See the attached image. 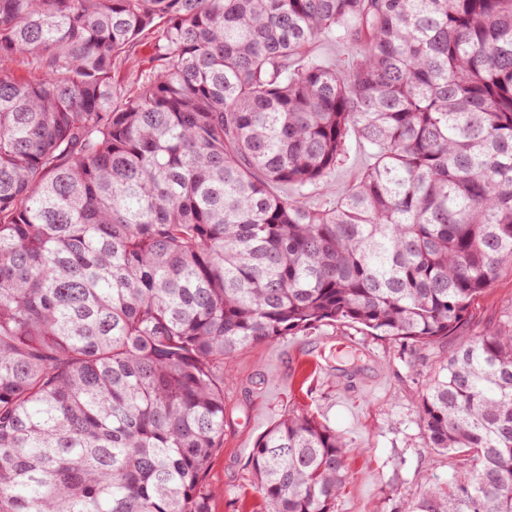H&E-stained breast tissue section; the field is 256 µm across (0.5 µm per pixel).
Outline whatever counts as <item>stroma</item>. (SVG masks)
<instances>
[{
    "label": "stroma",
    "instance_id": "obj_1",
    "mask_svg": "<svg viewBox=\"0 0 512 512\" xmlns=\"http://www.w3.org/2000/svg\"><path fill=\"white\" fill-rule=\"evenodd\" d=\"M327 181L298 189L310 207L337 198L371 164L357 135ZM512 306V274L503 273L478 301L470 324L427 348L325 327L243 350L224 366V443L205 483L219 489L212 512H264L251 481L256 440L291 410L313 413L349 440L348 480L336 512H402L425 480L451 477L457 460L425 445L420 402L438 362L475 333L495 327Z\"/></svg>",
    "mask_w": 512,
    "mask_h": 512
}]
</instances>
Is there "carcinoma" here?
<instances>
[{
  "mask_svg": "<svg viewBox=\"0 0 512 512\" xmlns=\"http://www.w3.org/2000/svg\"><path fill=\"white\" fill-rule=\"evenodd\" d=\"M364 47L310 55L326 33ZM154 35L125 91L117 61ZM0 512H211L224 362L324 326L418 348L512 271V0H0ZM372 148L320 208L350 132ZM404 512H512V312L438 365ZM349 442L257 440L269 512H334ZM348 151L327 181L319 186H305L301 189L288 186V193L299 196L310 207L323 205L329 199H336L356 182L362 172L373 162L372 150L352 132L347 140Z\"/></svg>",
  "mask_w": 512,
  "mask_h": 512,
  "instance_id": "1",
  "label": "carcinoma"
}]
</instances>
